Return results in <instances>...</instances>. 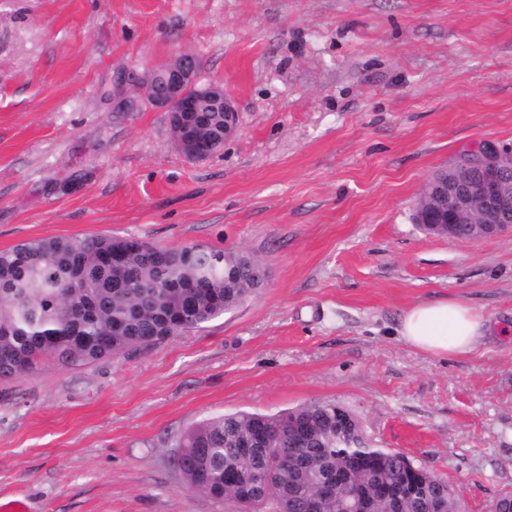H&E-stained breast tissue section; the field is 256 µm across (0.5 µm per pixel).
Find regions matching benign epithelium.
Wrapping results in <instances>:
<instances>
[{"mask_svg":"<svg viewBox=\"0 0 512 512\" xmlns=\"http://www.w3.org/2000/svg\"><path fill=\"white\" fill-rule=\"evenodd\" d=\"M142 88L144 101L168 112L176 150L190 161L215 156L212 136L197 119L201 112L223 113V125L215 133L224 139L238 130L239 116L224 86L201 82L199 63L189 52L144 73L127 70L112 100L118 109L135 104L127 87ZM432 201L416 211L414 221L431 232L444 230L450 238L481 240L512 234V150L493 141L459 153L428 182Z\"/></svg>","mask_w":512,"mask_h":512,"instance_id":"benign-epithelium-1","label":"benign epithelium"}]
</instances>
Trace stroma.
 <instances>
[{
  "label": "stroma",
  "mask_w": 512,
  "mask_h": 512,
  "mask_svg": "<svg viewBox=\"0 0 512 512\" xmlns=\"http://www.w3.org/2000/svg\"><path fill=\"white\" fill-rule=\"evenodd\" d=\"M184 51L240 112L201 163L141 91L112 108L122 68ZM485 140L512 150V0H0V250L132 235L270 273L201 329L0 382V500L228 512L174 468L177 435L333 402L487 512L512 492V234L413 221L434 172ZM444 299L485 320L470 354L399 334Z\"/></svg>",
  "instance_id": "stroma-1"
}]
</instances>
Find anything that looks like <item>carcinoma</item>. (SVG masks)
<instances>
[{
  "mask_svg": "<svg viewBox=\"0 0 512 512\" xmlns=\"http://www.w3.org/2000/svg\"><path fill=\"white\" fill-rule=\"evenodd\" d=\"M132 236L49 237L0 250V381L46 364L91 365L149 347L238 307L250 297L233 281L247 277L240 252L199 245L162 247ZM307 423L308 439L288 445V426ZM261 433L271 457L242 441ZM174 466L194 491L232 512H457L448 482L400 452L353 444L336 429V404L264 414L217 415L188 427L175 443ZM345 472L338 481L336 474ZM335 489L321 498L328 481Z\"/></svg>",
  "mask_w": 512,
  "mask_h": 512,
  "instance_id": "1",
  "label": "carcinoma"
}]
</instances>
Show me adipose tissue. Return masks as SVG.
Here are the masks:
<instances>
[{
    "label": "adipose tissue",
    "instance_id": "adipose-tissue-1",
    "mask_svg": "<svg viewBox=\"0 0 512 512\" xmlns=\"http://www.w3.org/2000/svg\"><path fill=\"white\" fill-rule=\"evenodd\" d=\"M484 331L483 318L458 300L417 304L400 320L403 339L412 347L433 355L469 354Z\"/></svg>",
    "mask_w": 512,
    "mask_h": 512
}]
</instances>
